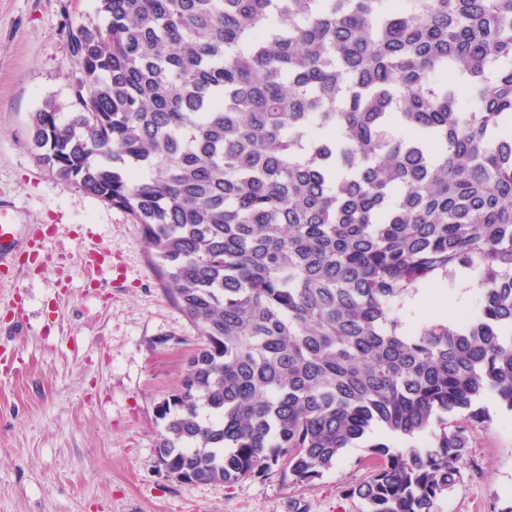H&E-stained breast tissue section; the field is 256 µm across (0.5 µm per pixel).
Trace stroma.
<instances>
[{"label": "stroma", "instance_id": "35a3bbf8", "mask_svg": "<svg viewBox=\"0 0 512 512\" xmlns=\"http://www.w3.org/2000/svg\"><path fill=\"white\" fill-rule=\"evenodd\" d=\"M96 0H0V215L39 247L0 270V512H364L371 475L350 448L310 483L273 467L187 484L159 464L155 406L178 385L198 330L173 304L141 225L40 163L28 121L72 109L69 20ZM462 481L437 512L512 507V412L485 397Z\"/></svg>", "mask_w": 512, "mask_h": 512}]
</instances>
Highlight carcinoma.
I'll return each mask as SVG.
<instances>
[{"mask_svg": "<svg viewBox=\"0 0 512 512\" xmlns=\"http://www.w3.org/2000/svg\"><path fill=\"white\" fill-rule=\"evenodd\" d=\"M66 26L74 110L50 172L142 225L202 342L158 402L177 478L284 463L310 482L376 429L348 488L435 512L473 429L512 412V0H97ZM448 74L447 81L442 75ZM472 274L476 317L406 328ZM464 413L466 425L448 428Z\"/></svg>", "mask_w": 512, "mask_h": 512, "instance_id": "carcinoma-1", "label": "carcinoma"}]
</instances>
